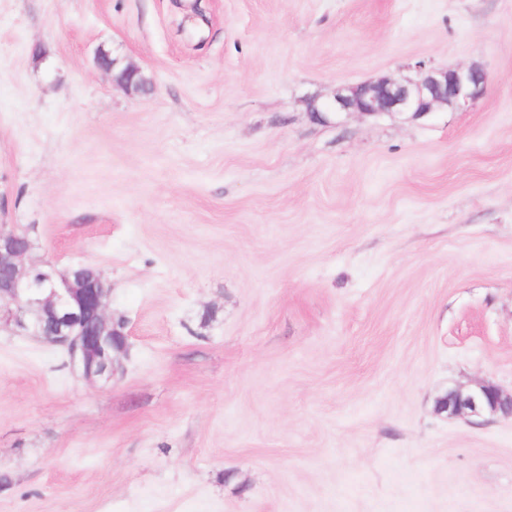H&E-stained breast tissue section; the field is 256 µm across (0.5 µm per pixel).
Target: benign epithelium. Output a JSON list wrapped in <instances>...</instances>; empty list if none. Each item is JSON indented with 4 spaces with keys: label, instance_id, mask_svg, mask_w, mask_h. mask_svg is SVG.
<instances>
[{
    "label": "benign epithelium",
    "instance_id": "7a95c632",
    "mask_svg": "<svg viewBox=\"0 0 512 512\" xmlns=\"http://www.w3.org/2000/svg\"><path fill=\"white\" fill-rule=\"evenodd\" d=\"M413 75H384L337 89L328 112L411 113L425 116L446 107L472 108L485 94L487 74L477 66L435 67L423 61L410 67ZM127 89L144 90L147 80L129 65L115 75ZM28 236L0 226V329L19 336H39L64 348L70 364L89 382L112 380L126 347L124 322L108 313L112 288L93 266L58 271L49 263L26 267L31 251ZM450 416L512 415V393L478 383L465 391L451 389L437 401Z\"/></svg>",
    "mask_w": 512,
    "mask_h": 512
}]
</instances>
